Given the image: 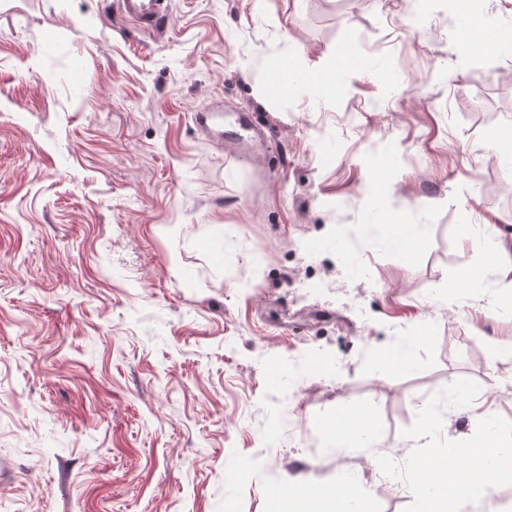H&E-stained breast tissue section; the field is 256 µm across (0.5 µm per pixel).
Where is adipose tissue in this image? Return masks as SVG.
Masks as SVG:
<instances>
[{"label":"adipose tissue","mask_w":512,"mask_h":512,"mask_svg":"<svg viewBox=\"0 0 512 512\" xmlns=\"http://www.w3.org/2000/svg\"><path fill=\"white\" fill-rule=\"evenodd\" d=\"M472 451L470 460L459 462L455 459L456 447H449L447 488L422 497L423 512H499L488 488L502 468L512 469V460L504 461L495 435L488 431ZM280 502L283 512H349L352 497L343 491L332 499L321 488L309 486L293 489L281 496Z\"/></svg>","instance_id":"ef3b65f1"}]
</instances>
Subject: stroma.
<instances>
[{"label": "stroma", "mask_w": 512, "mask_h": 512, "mask_svg": "<svg viewBox=\"0 0 512 512\" xmlns=\"http://www.w3.org/2000/svg\"><path fill=\"white\" fill-rule=\"evenodd\" d=\"M484 10L500 39L469 54L448 0H173L160 40L115 0H0L11 512H271L292 479L421 512L413 485L483 431L459 387L512 449V354L490 349L512 316L488 310L512 168L485 147L512 129V0ZM285 66L334 89L277 93ZM212 101L262 144L217 149L193 120ZM390 224L423 232L402 253ZM466 265L484 293L449 296ZM404 342L410 368L386 363ZM355 412L377 439L331 446Z\"/></svg>", "instance_id": "35a3bbf8"}]
</instances>
